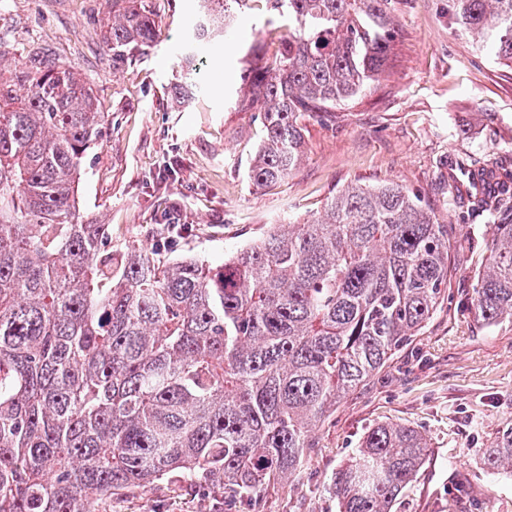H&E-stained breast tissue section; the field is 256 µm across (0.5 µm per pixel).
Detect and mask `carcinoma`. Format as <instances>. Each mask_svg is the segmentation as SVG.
<instances>
[{
    "mask_svg": "<svg viewBox=\"0 0 512 512\" xmlns=\"http://www.w3.org/2000/svg\"><path fill=\"white\" fill-rule=\"evenodd\" d=\"M179 61L202 88L204 42L249 0H200ZM288 16L274 66L243 80L240 105L266 136L248 169L263 186L303 158L299 117L320 119L384 71L397 0H268ZM479 48L512 63V0H448ZM158 24L133 0L108 25L112 65L145 53ZM91 86L48 53L0 69V512H94L168 476L248 499L294 479L348 395L420 334L448 295L453 225L388 184L351 185L302 224H280L212 267L158 247L112 250L82 220L78 184L105 129ZM482 206L512 205V173ZM467 300L512 322V224ZM418 430L369 428L336 468L338 512H392L430 454ZM481 461L512 476V425Z\"/></svg>",
    "mask_w": 512,
    "mask_h": 512,
    "instance_id": "obj_1",
    "label": "carcinoma"
}]
</instances>
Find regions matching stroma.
<instances>
[{
  "label": "stroma",
  "instance_id": "stroma-1",
  "mask_svg": "<svg viewBox=\"0 0 512 512\" xmlns=\"http://www.w3.org/2000/svg\"><path fill=\"white\" fill-rule=\"evenodd\" d=\"M160 38L146 54L113 67L105 46L115 0H0V46L45 50L70 62L94 90L107 133L84 161L80 210L110 227L113 248L163 243L168 257L210 265L264 236L273 225L318 216L328 199L358 184L418 192L440 223L455 227L441 308L393 364L338 407L298 480L268 490L261 512H336L337 467L371 426L415 428L431 441L427 462L397 512H512V476L484 470L480 451L512 423V323L477 321L465 302L489 255L475 226L480 191L468 165L512 171V65L462 33L448 0H399L389 66L327 121L303 114L304 155L285 179L258 188L249 166L265 138L241 110L243 72L273 63L288 35L267 0H250L254 35L206 47L204 71L217 83L188 103L172 94L184 73L180 50L198 17L197 0H144ZM182 224L169 236V221ZM464 483L466 494L453 486ZM219 494L178 476L113 500L110 512H249L219 506Z\"/></svg>",
  "mask_w": 512,
  "mask_h": 512
}]
</instances>
